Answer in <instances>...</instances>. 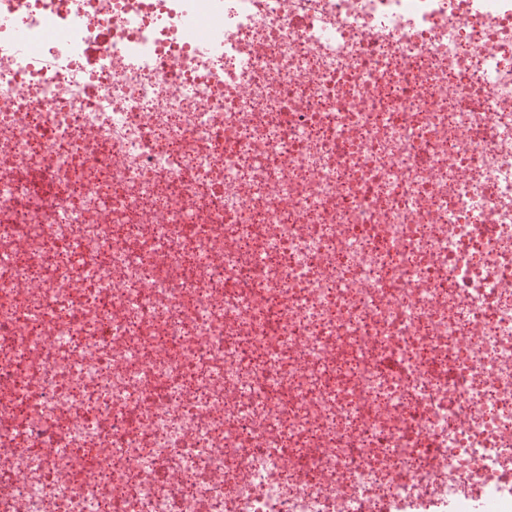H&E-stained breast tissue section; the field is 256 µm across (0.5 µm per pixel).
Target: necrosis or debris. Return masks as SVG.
Here are the masks:
<instances>
[{
  "instance_id": "necrosis-or-debris-1",
  "label": "necrosis or debris",
  "mask_w": 512,
  "mask_h": 512,
  "mask_svg": "<svg viewBox=\"0 0 512 512\" xmlns=\"http://www.w3.org/2000/svg\"><path fill=\"white\" fill-rule=\"evenodd\" d=\"M0 512H512V0H0Z\"/></svg>"
}]
</instances>
